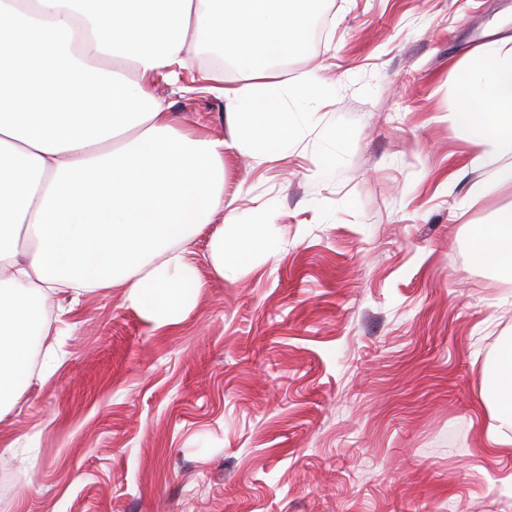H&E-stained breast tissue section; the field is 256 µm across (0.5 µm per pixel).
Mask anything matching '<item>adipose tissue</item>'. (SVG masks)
Segmentation results:
<instances>
[{"instance_id": "obj_1", "label": "adipose tissue", "mask_w": 512, "mask_h": 512, "mask_svg": "<svg viewBox=\"0 0 512 512\" xmlns=\"http://www.w3.org/2000/svg\"><path fill=\"white\" fill-rule=\"evenodd\" d=\"M323 0H0V417L35 376L33 341L52 325V295L72 303L120 287L153 328L177 324L202 283L188 248L212 228L216 273L265 256L260 224L224 218V155L277 156L309 84L274 82V60L299 54ZM220 46L248 84L222 88L234 132L177 129L150 92L200 41ZM453 121L475 167L512 158V59L461 81ZM475 255L512 278V208L473 227ZM495 421L485 452L512 449V340L485 370Z\"/></svg>"}]
</instances>
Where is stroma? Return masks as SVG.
I'll return each mask as SVG.
<instances>
[{
	"label": "stroma",
	"instance_id": "1",
	"mask_svg": "<svg viewBox=\"0 0 512 512\" xmlns=\"http://www.w3.org/2000/svg\"><path fill=\"white\" fill-rule=\"evenodd\" d=\"M305 39L283 152L224 157L267 256L217 274L201 233L197 300L156 331L124 289L84 296L0 418V512H512L480 401L512 279L470 242L512 182L452 122L457 74L512 54V0H325ZM154 94L230 138L221 95Z\"/></svg>",
	"mask_w": 512,
	"mask_h": 512
}]
</instances>
